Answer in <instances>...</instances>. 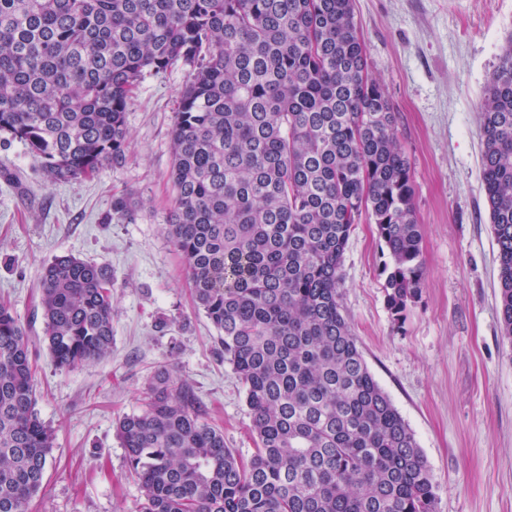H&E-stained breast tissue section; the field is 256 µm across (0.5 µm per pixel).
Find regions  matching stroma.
Masks as SVG:
<instances>
[{
  "mask_svg": "<svg viewBox=\"0 0 512 512\" xmlns=\"http://www.w3.org/2000/svg\"><path fill=\"white\" fill-rule=\"evenodd\" d=\"M372 77L397 114L423 229L426 278L402 318L387 306L389 257L374 225L343 256V311L367 366L427 460L437 512H512V341L499 311L496 245L482 186L480 103L512 40V0H355ZM188 71L145 76L127 107L125 162L47 181L19 142H0V302L25 325L36 410L54 432L30 512H134L117 419L168 369L243 457L255 448L245 391L196 308L164 232L173 199L170 133ZM128 194L134 221L111 219ZM73 254L112 273V351L57 369L36 308L41 270Z\"/></svg>",
  "mask_w": 512,
  "mask_h": 512,
  "instance_id": "35a3bbf8",
  "label": "stroma"
}]
</instances>
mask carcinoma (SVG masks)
Returning a JSON list of instances; mask_svg holds the SVG:
<instances>
[{"mask_svg": "<svg viewBox=\"0 0 512 512\" xmlns=\"http://www.w3.org/2000/svg\"><path fill=\"white\" fill-rule=\"evenodd\" d=\"M354 0H0V136L52 181L125 161L137 84L182 64L165 231L245 389L256 445L224 446L194 391L157 371L117 431L135 512H437L414 433L342 314V260L375 225L401 317L426 277L411 164L368 71ZM483 185L512 341V43L480 112ZM112 213L132 219L126 195ZM57 367L112 349V275L66 255L41 272ZM26 329L0 303V512H29L53 447Z\"/></svg>", "mask_w": 512, "mask_h": 512, "instance_id": "cac0c4a2", "label": "carcinoma"}]
</instances>
